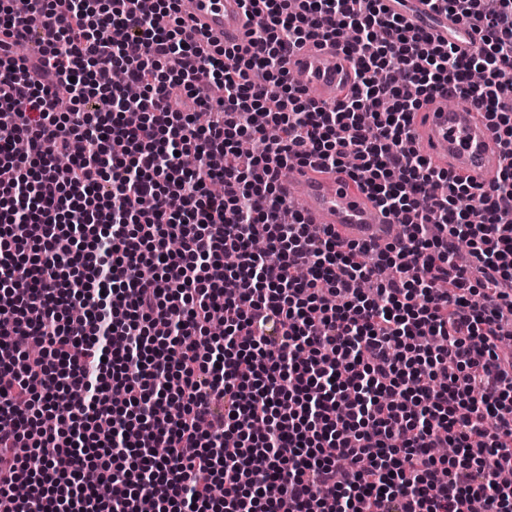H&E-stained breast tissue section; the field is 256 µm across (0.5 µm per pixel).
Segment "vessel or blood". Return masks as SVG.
Here are the masks:
<instances>
[{
    "label": "vessel or blood",
    "mask_w": 512,
    "mask_h": 512,
    "mask_svg": "<svg viewBox=\"0 0 512 512\" xmlns=\"http://www.w3.org/2000/svg\"><path fill=\"white\" fill-rule=\"evenodd\" d=\"M189 13L196 31L226 47L241 43L251 27L243 0H191ZM285 67L301 77L307 98L331 105L349 93L356 62L341 46L311 41L290 53ZM411 133L416 148L435 167L483 190L512 165L481 108L472 103L449 108L444 91L413 114ZM281 193L299 197L307 223L335 229L343 242L383 245L398 235L397 218L345 174L298 166L282 181Z\"/></svg>",
    "instance_id": "b4317fda"
}]
</instances>
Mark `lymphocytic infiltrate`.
Wrapping results in <instances>:
<instances>
[{"label": "lymphocytic infiltrate", "mask_w": 512, "mask_h": 512, "mask_svg": "<svg viewBox=\"0 0 512 512\" xmlns=\"http://www.w3.org/2000/svg\"><path fill=\"white\" fill-rule=\"evenodd\" d=\"M38 2L66 20L32 65L0 0V512H512V168L475 190L410 132L445 87L512 153V0H431L472 53L384 0H243L247 45L208 50L182 0L112 39L128 0ZM311 40L356 59L336 104L284 68ZM295 164L349 169L404 233L306 224Z\"/></svg>", "instance_id": "1"}]
</instances>
